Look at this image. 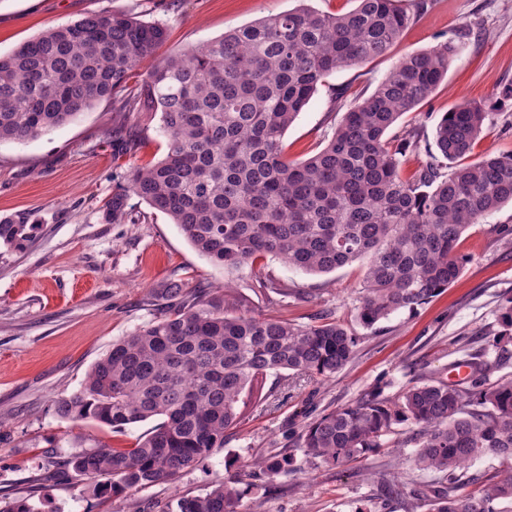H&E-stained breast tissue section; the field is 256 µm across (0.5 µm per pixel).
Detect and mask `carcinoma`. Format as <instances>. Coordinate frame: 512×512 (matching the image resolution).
<instances>
[{
  "mask_svg": "<svg viewBox=\"0 0 512 512\" xmlns=\"http://www.w3.org/2000/svg\"><path fill=\"white\" fill-rule=\"evenodd\" d=\"M398 0H357L337 14L301 5L227 31L200 48L154 58L165 27L105 9L52 27L0 55V142L34 139L103 98L120 112L160 115L168 151L136 168L106 203L120 224L133 198L166 215L211 261L239 267L268 255L312 274L366 264L357 318L374 326L413 310L460 275L458 241L472 224L512 203V155L466 161L490 113L464 101L444 113L435 144L446 160L401 176L400 152L386 131L425 103L448 73L456 40L407 52L367 97L350 107L324 147L294 163L288 127L326 78L387 55L426 12ZM145 71L140 89L131 76ZM35 225L0 218V246L22 250ZM154 320L112 343L80 391L60 398L72 422L121 430L159 419L133 448L104 445L52 461L57 481L89 476L100 499L173 479L224 447L242 394L283 370L326 381L354 356L355 339L324 318L301 325L236 313L226 289L197 294L180 281L158 288ZM493 343L512 334V300ZM495 366L474 364L467 381L429 379L395 399L365 393L351 407L304 425L301 457L276 454L253 469L274 477L300 463L342 466L374 453L393 426L416 427L412 469L440 476L428 512H500L512 501V375L489 381ZM484 457L496 472L471 474ZM242 491L226 481L204 495L181 496L167 512H236Z\"/></svg>",
  "mask_w": 512,
  "mask_h": 512,
  "instance_id": "carcinoma-1",
  "label": "carcinoma"
}]
</instances>
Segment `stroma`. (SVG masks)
Listing matches in <instances>:
<instances>
[{"mask_svg":"<svg viewBox=\"0 0 512 512\" xmlns=\"http://www.w3.org/2000/svg\"><path fill=\"white\" fill-rule=\"evenodd\" d=\"M297 6V0H0V54L109 8L164 24L168 37L158 52L163 58ZM464 29L470 35L430 102L404 114L386 137L395 145L405 129L417 128L419 148L405 154L402 166L404 176L413 177L438 153L435 126L444 112L470 100L484 103L490 114L473 157L489 150L511 154L512 101H501L498 91L512 82V0H430L388 55L327 78L286 131V159L299 162L320 150L347 108L368 96L402 54L435 47ZM340 90L344 102L331 108ZM167 151L157 116L120 113L108 99L37 138L0 142V217L37 227L26 249L0 253V501L28 497L40 512H165L171 500L205 494L231 478L244 491L237 512H355L381 500L377 473L396 464L394 444L404 443L405 453H412L405 443L412 425H396L384 448L367 458L339 467L306 464L256 489L248 465L294 452L303 425L356 405L369 391L393 398L433 376L459 380L455 360L490 363L500 356L503 373L512 372V340L491 343L512 298V205L463 234L458 251L467 261L450 288L367 328L356 310L361 263L327 274L270 257L229 268L199 254L177 225L147 204L134 202L124 223L109 221L105 204L129 172L156 163ZM171 280L192 291L230 286L241 312L299 324L327 317L356 337L354 357L320 384L284 372L268 375L239 401L240 420L227 430L222 448L196 468L130 498L87 496L86 476L48 481V461L98 444L131 448L153 428L150 420L120 431L74 423L58 414L57 401L82 388L113 341L157 316L150 296Z\"/></svg>","mask_w":512,"mask_h":512,"instance_id":"obj_1","label":"stroma"}]
</instances>
